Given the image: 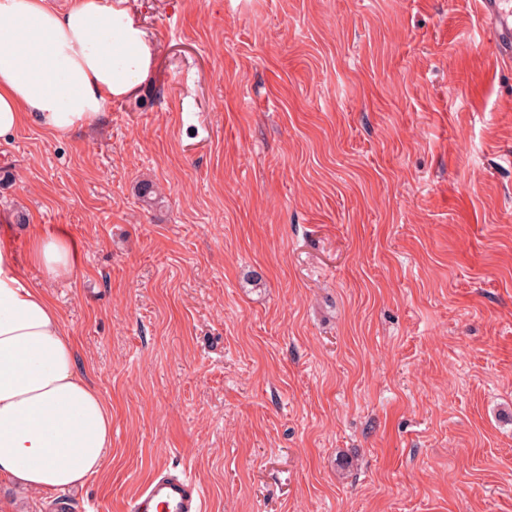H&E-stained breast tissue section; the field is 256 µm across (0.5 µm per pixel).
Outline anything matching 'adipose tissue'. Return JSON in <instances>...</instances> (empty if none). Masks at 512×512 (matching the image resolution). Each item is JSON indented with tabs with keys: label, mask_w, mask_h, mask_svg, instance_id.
I'll use <instances>...</instances> for the list:
<instances>
[{
	"label": "adipose tissue",
	"mask_w": 512,
	"mask_h": 512,
	"mask_svg": "<svg viewBox=\"0 0 512 512\" xmlns=\"http://www.w3.org/2000/svg\"><path fill=\"white\" fill-rule=\"evenodd\" d=\"M153 45L129 0H0V141L24 120L66 137L151 78ZM74 276L75 243L31 239L26 259L0 246V477L30 492L84 485L104 469L112 413L75 367L56 306L28 278Z\"/></svg>",
	"instance_id": "ef3b65f1"
}]
</instances>
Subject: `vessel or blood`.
Instances as JSON below:
<instances>
[{"instance_id":"obj_1","label":"vessel or blood","mask_w":512,"mask_h":512,"mask_svg":"<svg viewBox=\"0 0 512 512\" xmlns=\"http://www.w3.org/2000/svg\"><path fill=\"white\" fill-rule=\"evenodd\" d=\"M485 14L498 23V53L512 51V20L504 15L499 0H481ZM203 495L192 480L171 469L156 470L126 506V512H204Z\"/></svg>"}]
</instances>
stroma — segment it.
<instances>
[{
    "instance_id": "35a3bbf8",
    "label": "stroma",
    "mask_w": 512,
    "mask_h": 512,
    "mask_svg": "<svg viewBox=\"0 0 512 512\" xmlns=\"http://www.w3.org/2000/svg\"><path fill=\"white\" fill-rule=\"evenodd\" d=\"M148 86L0 143V244L112 408L84 487L177 467L206 512H512V65L479 0H130ZM157 198L142 202L140 181ZM26 261L50 280L72 277L78 271L76 244L65 235H42L31 239Z\"/></svg>"
}]
</instances>
